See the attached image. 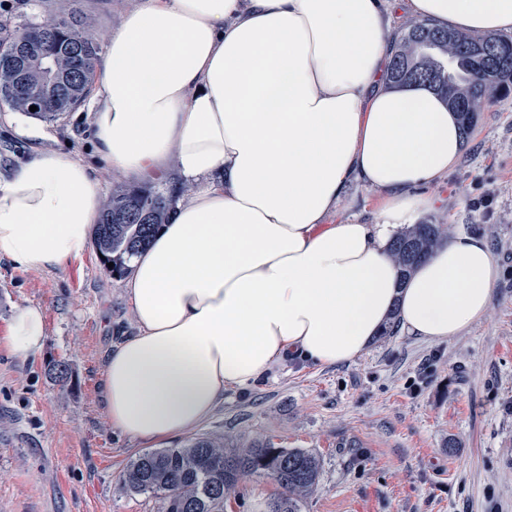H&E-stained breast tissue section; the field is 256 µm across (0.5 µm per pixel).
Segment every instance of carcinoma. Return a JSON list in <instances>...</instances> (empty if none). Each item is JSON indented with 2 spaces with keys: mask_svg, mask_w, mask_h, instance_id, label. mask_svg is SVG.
<instances>
[{
  "mask_svg": "<svg viewBox=\"0 0 512 512\" xmlns=\"http://www.w3.org/2000/svg\"><path fill=\"white\" fill-rule=\"evenodd\" d=\"M0 47L13 59L0 65V99L18 112L37 110L54 120L79 107L89 94L100 62V37L81 23L80 0L65 11L44 6L21 15L15 29L0 27ZM387 79L393 85L422 83L436 91L457 113L464 134L471 133L484 111L489 91L512 89V36L480 37L419 22L395 39ZM191 191L187 184L112 188L104 202L93 246L109 272L122 275L130 261L168 223L175 198ZM442 224H415L393 243L402 277L439 242ZM320 461L300 448H281L268 441L254 448L227 449L200 437L180 448H159L136 456L121 478L128 493L158 497L164 512H224V501L249 475L272 478L281 489L271 512H301L314 491Z\"/></svg>",
  "mask_w": 512,
  "mask_h": 512,
  "instance_id": "cac0c4a2",
  "label": "carcinoma"
}]
</instances>
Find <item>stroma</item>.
Wrapping results in <instances>:
<instances>
[{"label":"stroma","mask_w":512,"mask_h":512,"mask_svg":"<svg viewBox=\"0 0 512 512\" xmlns=\"http://www.w3.org/2000/svg\"><path fill=\"white\" fill-rule=\"evenodd\" d=\"M142 3L81 0L83 22L106 37ZM24 124L42 137L21 135ZM39 150L71 153L107 196L121 177L97 152L88 105L46 121L0 101V175ZM422 192L432 204L421 222L475 231L492 247L499 278L484 320L438 343L380 336L348 364L289 359L225 392L209 420L166 447L205 436L310 451L321 469L303 512H512V96L481 114L457 166ZM485 193L489 207L473 206ZM380 200L351 183L329 221L372 222ZM30 303L44 308L47 337L22 361L9 325ZM132 325L126 280L96 251L51 272L0 258V512H163L160 499L121 490L125 466L151 445L115 430L103 402L105 355ZM278 492L250 476L224 512H270Z\"/></svg>","instance_id":"35a3bbf8"}]
</instances>
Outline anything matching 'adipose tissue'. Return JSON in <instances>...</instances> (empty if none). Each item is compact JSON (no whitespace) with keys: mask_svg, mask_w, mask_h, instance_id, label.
<instances>
[{"mask_svg":"<svg viewBox=\"0 0 512 512\" xmlns=\"http://www.w3.org/2000/svg\"><path fill=\"white\" fill-rule=\"evenodd\" d=\"M512 33V0H145L109 35L92 123L107 166L145 178L176 161L192 195L135 260L134 333L104 363L114 428L147 442L194 431L230 389L298 356H361L389 315L422 342L484 319L498 267L458 232L401 278L392 244L457 165L463 134L429 88H384L398 13ZM383 194L374 223L328 216L351 182ZM102 185L70 153L0 177V257L51 272L88 251ZM46 318L14 314L19 359Z\"/></svg>","mask_w":512,"mask_h":512,"instance_id":"obj_1","label":"adipose tissue"}]
</instances>
